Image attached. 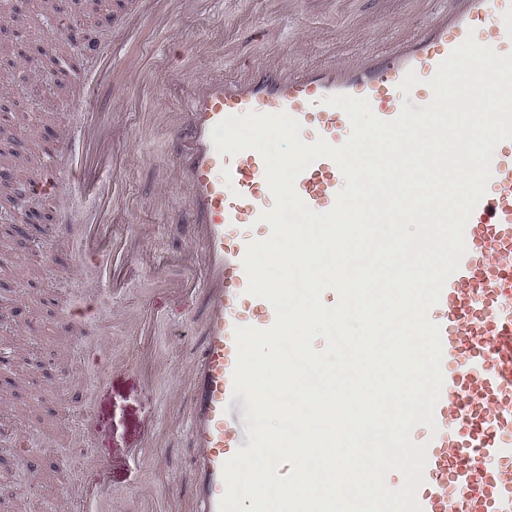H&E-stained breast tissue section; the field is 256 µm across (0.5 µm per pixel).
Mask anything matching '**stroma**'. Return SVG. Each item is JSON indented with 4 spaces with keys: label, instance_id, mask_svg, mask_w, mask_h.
Masks as SVG:
<instances>
[{
    "label": "stroma",
    "instance_id": "stroma-1",
    "mask_svg": "<svg viewBox=\"0 0 512 512\" xmlns=\"http://www.w3.org/2000/svg\"><path fill=\"white\" fill-rule=\"evenodd\" d=\"M454 7V0H170L156 22L137 0H65L81 23L78 43L0 60V75L9 81L0 108L14 117L0 122V139L28 130L20 153L0 159V193L7 195L26 189L30 159L55 155L70 129L80 84L95 71L84 44L111 47L121 25L135 20L137 38L101 84L94 109L110 133L112 177L122 187L112 223L118 236L140 239L152 260L117 268L113 286L100 287L95 326L112 340V362L86 365L60 321L61 301L80 303L83 286L69 277L71 253L52 231L59 210L79 221L96 200L66 195L44 201L40 223L0 237V350L7 353L0 374L17 383L0 406V422L24 436L38 457L32 471L12 445L0 448V512H30L19 495L24 485L44 512H62L61 470L70 466L94 481L101 453L112 469L113 512H194L195 450L187 424L204 308L185 291L182 257L194 228L169 221L171 206L185 203L187 190L172 178L174 145L162 128L186 81L240 78L272 59L294 71L337 57L357 60ZM58 21L51 0L21 9L0 5V43L9 44L21 28L48 39ZM50 250L57 257L51 267L44 263ZM148 299L161 310L149 335H134L127 315ZM20 317L37 323L39 335L19 328ZM84 395L104 423L89 447L74 439ZM132 448L142 451L137 469L128 455Z\"/></svg>",
    "mask_w": 512,
    "mask_h": 512
}]
</instances>
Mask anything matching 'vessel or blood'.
I'll return each instance as SVG.
<instances>
[{
	"label": "vessel or blood",
	"mask_w": 512,
	"mask_h": 512,
	"mask_svg": "<svg viewBox=\"0 0 512 512\" xmlns=\"http://www.w3.org/2000/svg\"><path fill=\"white\" fill-rule=\"evenodd\" d=\"M457 2L454 12L435 15L387 52L363 60L342 59L296 73L266 64L232 82L190 81L185 119L169 130L177 146L175 180L189 193L184 206L171 210L170 221L196 226L189 250L202 259L190 283L205 301V344L191 367L196 512H218L226 490L223 466L246 443L244 426L231 411L238 402L232 394L234 329L266 330L275 321L267 299L247 294L243 266L248 244L271 233L261 218L274 207L265 164L253 150L218 154L212 128L230 115L285 112L301 124L305 143L321 138L338 147L349 137L351 123L342 109L328 105L330 95L368 99L374 115L385 121L395 119L402 106L423 107L427 80L467 34L497 53L512 52V0ZM410 69L420 82L407 95L398 85ZM95 95L94 86H85L78 103L81 132L90 136L97 133V115L88 108ZM62 140L64 149L52 167L34 164V184L48 195L63 186L82 194L94 177L111 187V178L97 177L81 162L75 135L64 134ZM491 170L464 229L467 252L429 312L440 329L444 385L435 409L438 433L423 425L411 433L414 442L428 445L418 491L423 512H512V151L497 154ZM345 186L329 158L315 161L294 184L297 195L317 212L331 210ZM56 233L76 242V268L94 264L98 283L111 282L113 266L128 259L116 249L110 223H77L63 213ZM61 321L79 341L92 335L86 313L71 305H63ZM97 469L95 484L76 477L69 486L81 512H110L102 505L108 494L106 460H98Z\"/></svg>",
	"instance_id": "1"
}]
</instances>
